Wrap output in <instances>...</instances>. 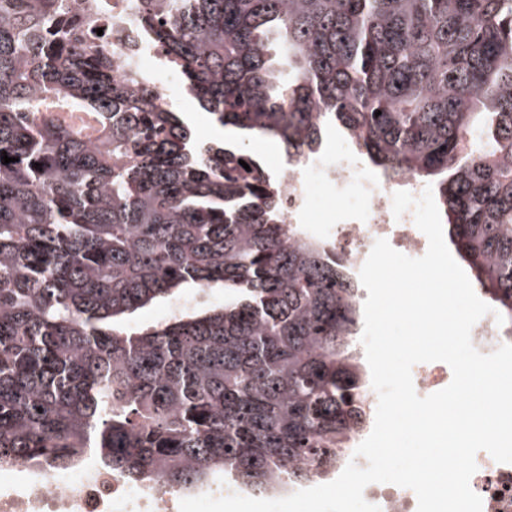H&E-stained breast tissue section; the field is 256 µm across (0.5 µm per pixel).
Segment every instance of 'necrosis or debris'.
I'll use <instances>...</instances> for the list:
<instances>
[{"mask_svg": "<svg viewBox=\"0 0 512 512\" xmlns=\"http://www.w3.org/2000/svg\"><path fill=\"white\" fill-rule=\"evenodd\" d=\"M123 2L112 0L111 11L99 15L102 28L110 35L114 76H137L141 87L149 89L160 104L181 107L186 90L180 76L165 64L151 33L132 18ZM272 176L284 223L334 245L351 282H358L359 271L376 240H387L395 250L413 258L423 256L428 249L413 211L398 218L392 212L395 192L404 190L418 197L424 192L423 184L411 176L386 180L354 153L345 137H337L335 154L313 152L301 165H285ZM317 190L334 195L341 209H353V216L315 221L309 199ZM475 462L477 470L470 486L483 501L482 512H512V464L497 462L484 450L476 453ZM364 497L381 512H417V496L408 488L372 483L365 488ZM0 512H176V508L174 497L164 491L123 483L90 460L66 482L35 479L21 493H0Z\"/></svg>", "mask_w": 512, "mask_h": 512, "instance_id": "1", "label": "necrosis or debris"}]
</instances>
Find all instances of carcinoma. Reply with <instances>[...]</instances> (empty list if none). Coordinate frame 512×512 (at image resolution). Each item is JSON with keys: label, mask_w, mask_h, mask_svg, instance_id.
Here are the masks:
<instances>
[{"label": "carcinoma", "mask_w": 512, "mask_h": 512, "mask_svg": "<svg viewBox=\"0 0 512 512\" xmlns=\"http://www.w3.org/2000/svg\"><path fill=\"white\" fill-rule=\"evenodd\" d=\"M130 4L219 125L290 160L333 125L432 186L512 335V0ZM98 12L73 25L69 0H0V463L61 475L93 456L164 491L325 479L366 418L357 288L281 223L255 156L197 142L113 76ZM51 98L93 114L101 141ZM186 288L224 305L126 325Z\"/></svg>", "instance_id": "carcinoma-1"}]
</instances>
